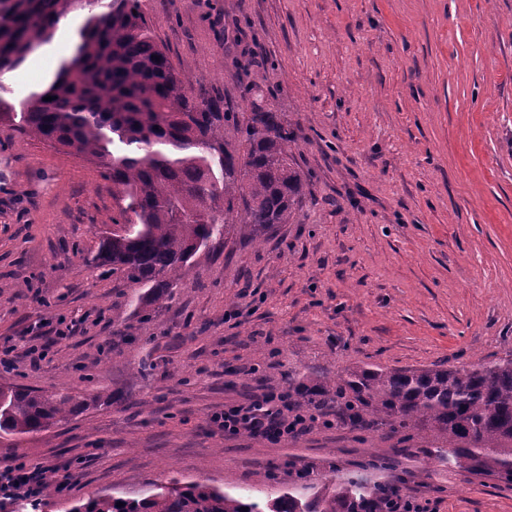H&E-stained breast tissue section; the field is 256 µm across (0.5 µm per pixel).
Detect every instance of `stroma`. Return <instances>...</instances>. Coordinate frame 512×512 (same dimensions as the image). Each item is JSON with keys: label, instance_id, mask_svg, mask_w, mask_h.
Instances as JSON below:
<instances>
[{"label": "stroma", "instance_id": "35a3bbf8", "mask_svg": "<svg viewBox=\"0 0 512 512\" xmlns=\"http://www.w3.org/2000/svg\"><path fill=\"white\" fill-rule=\"evenodd\" d=\"M186 87L242 108L236 61L296 139L305 197L263 243L214 240L172 298L97 266L125 201L85 157L0 122V346L10 381L89 399L0 465L65 461L41 512L178 480L258 502L271 467L375 478L373 456L432 460L431 441L316 429L272 444L209 423L288 388L289 370L453 367L512 352V0H144ZM237 30L236 51L224 49ZM75 330L55 332L58 319ZM47 350L33 362L30 347ZM408 490L437 512H512V483L434 463Z\"/></svg>", "mask_w": 512, "mask_h": 512}]
</instances>
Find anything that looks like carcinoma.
I'll return each mask as SVG.
<instances>
[{
	"instance_id": "obj_1",
	"label": "carcinoma",
	"mask_w": 512,
	"mask_h": 512,
	"mask_svg": "<svg viewBox=\"0 0 512 512\" xmlns=\"http://www.w3.org/2000/svg\"><path fill=\"white\" fill-rule=\"evenodd\" d=\"M86 12L75 55L48 88L0 119L104 169L112 196L127 202L126 231L95 260L145 289L140 312L162 304L193 272V258L234 231L259 240L292 224L305 194L296 140L263 88H247L242 111L184 86L154 40L142 0H0V73L52 42L60 18ZM52 101L44 100L46 96ZM297 409L336 407V426L369 425L433 441L437 459L512 481V353L495 362L440 368L354 363L334 376H288ZM87 405L0 383V435L39 433ZM290 488L269 512H366L399 477L372 482L339 470L284 472ZM123 506H117V503ZM66 512H262L258 503L195 482L140 499L99 495Z\"/></svg>"
}]
</instances>
